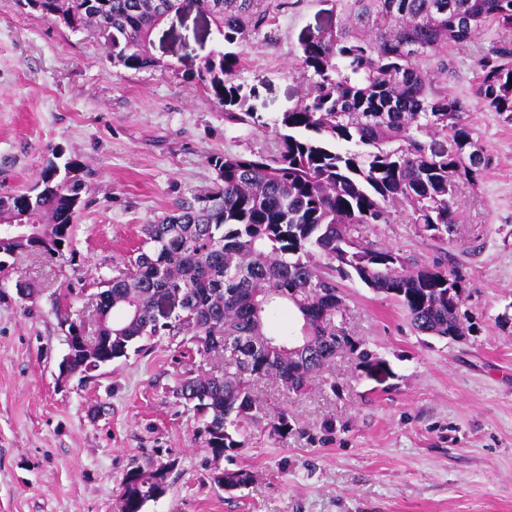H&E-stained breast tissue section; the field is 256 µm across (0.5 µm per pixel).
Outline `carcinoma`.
<instances>
[{"label":"carcinoma","mask_w":512,"mask_h":512,"mask_svg":"<svg viewBox=\"0 0 512 512\" xmlns=\"http://www.w3.org/2000/svg\"><path fill=\"white\" fill-rule=\"evenodd\" d=\"M19 5L73 32L107 33L114 66H165L152 52L162 17L192 5L211 13L222 49L189 79L224 110L225 123L260 126L247 106L253 90L231 80L244 62L245 23L273 22L263 0H18ZM332 17L298 39L305 93L273 120V137L245 153L207 157L213 185L145 225L135 255L114 266L96 294L98 343L91 354L105 366L128 355L144 336L189 335L201 356L224 363L222 375L180 379L176 395L204 418L207 447L221 456L246 446L244 425L264 414L254 383L279 379L292 392L347 349L359 366L375 360L366 344L331 321L340 311L337 279L353 277L397 302L413 330L447 339L461 326V279L439 268H404L391 250L362 244L358 226L390 224L393 211L441 234L457 220L456 181L473 182L487 167L463 162L476 148L462 121L460 101L448 93L450 49L495 26L512 30V0H331ZM473 94L480 107L512 123V42L497 41L475 61ZM451 140V148L437 139ZM77 162L54 152L39 180L0 196V225H43L33 245L0 244L48 259L70 248L81 210ZM175 295L179 310L160 319V299ZM286 307L302 321L301 348L267 333L265 318ZM270 433L288 435L284 410L270 418ZM214 484H248L246 469L212 475Z\"/></svg>","instance_id":"cac0c4a2"}]
</instances>
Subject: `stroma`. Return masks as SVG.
<instances>
[{
  "instance_id": "1",
  "label": "stroma",
  "mask_w": 512,
  "mask_h": 512,
  "mask_svg": "<svg viewBox=\"0 0 512 512\" xmlns=\"http://www.w3.org/2000/svg\"><path fill=\"white\" fill-rule=\"evenodd\" d=\"M330 9L284 0L275 22L246 26L247 62L233 79L255 88L250 104L265 121L297 104L298 37ZM496 39L512 31L451 51L448 91L489 159L477 185L457 188L452 234L420 231L402 212L360 227L406 269L461 277L463 339L418 335L398 304L341 281L335 325L363 339L387 377L368 378L343 352L302 395L263 380L261 404L287 409L291 433L253 425L246 448L218 456L202 417L173 393L180 377L217 372V359L187 353L185 336H157L89 377H66L56 314L95 325L100 282L140 246L143 225L211 186L207 156L262 144L264 131L227 126L187 79L215 49V26L194 11L171 16L152 34L163 68L136 71L112 66L98 30L0 0V194L32 186L55 149L90 187L74 259L23 252L0 271V512H118L126 472L167 461V491L144 512H512V123L472 96L474 61ZM237 469L252 483L228 493L210 480Z\"/></svg>"
}]
</instances>
